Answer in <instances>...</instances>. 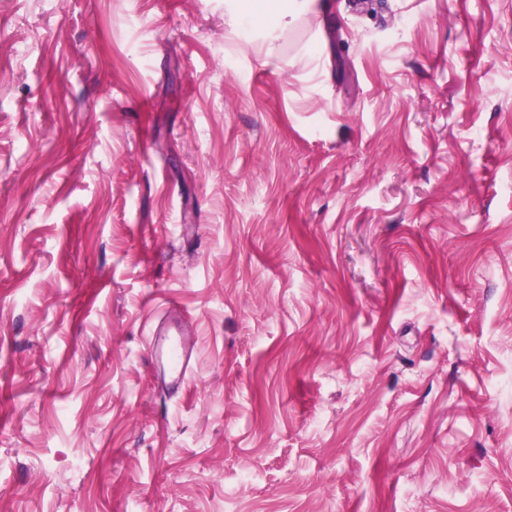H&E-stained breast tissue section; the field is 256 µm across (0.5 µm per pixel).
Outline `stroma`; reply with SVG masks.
Segmentation results:
<instances>
[{"mask_svg": "<svg viewBox=\"0 0 512 512\" xmlns=\"http://www.w3.org/2000/svg\"><path fill=\"white\" fill-rule=\"evenodd\" d=\"M278 45L0 0V512H512V0ZM171 316V315H169ZM176 317H169L165 333L152 330L146 338L149 356L168 377L173 389H179L188 381L190 357L186 354L181 337L174 327Z\"/></svg>", "mask_w": 512, "mask_h": 512, "instance_id": "1", "label": "stroma"}]
</instances>
